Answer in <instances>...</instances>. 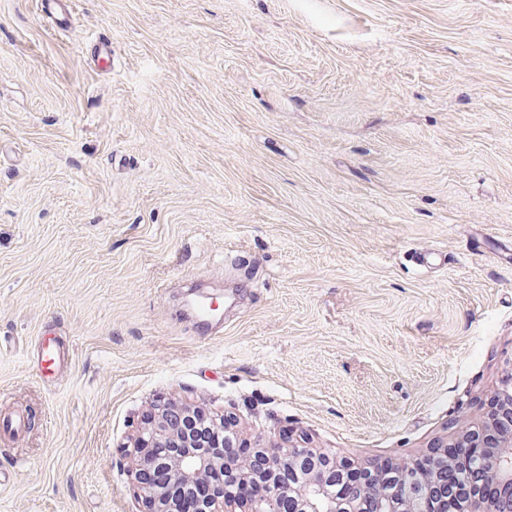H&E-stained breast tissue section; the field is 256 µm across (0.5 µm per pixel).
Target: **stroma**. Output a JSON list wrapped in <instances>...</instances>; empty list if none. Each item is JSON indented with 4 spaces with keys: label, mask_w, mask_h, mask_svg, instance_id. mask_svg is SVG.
Listing matches in <instances>:
<instances>
[{
    "label": "stroma",
    "mask_w": 512,
    "mask_h": 512,
    "mask_svg": "<svg viewBox=\"0 0 512 512\" xmlns=\"http://www.w3.org/2000/svg\"><path fill=\"white\" fill-rule=\"evenodd\" d=\"M511 371L512 0H0V512H145L161 397L376 466ZM37 10L60 29L69 28L76 14L75 0H37Z\"/></svg>",
    "instance_id": "1"
}]
</instances>
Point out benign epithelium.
<instances>
[{"label":"benign epithelium","mask_w":512,"mask_h":512,"mask_svg":"<svg viewBox=\"0 0 512 512\" xmlns=\"http://www.w3.org/2000/svg\"><path fill=\"white\" fill-rule=\"evenodd\" d=\"M197 405L189 399L156 404L151 419L133 436L131 443L130 477L134 496L148 504L150 512H178L176 503L169 500L164 488L157 486L152 473L157 468L168 472L176 485L190 486L204 480L207 474L224 466V458L205 447L195 430L193 417ZM498 417H512V383L498 397ZM496 417V418H498ZM493 416L480 422L455 423L446 443L435 447L433 455L448 454L450 448L479 447L491 438L496 444V455L474 465L473 482L477 488H506L503 498L489 502L481 494L470 499L469 512H512L503 505H512V430L498 426ZM177 447L165 456L155 449L164 444ZM257 455L239 457L234 469L244 479L255 475L261 466L268 475L262 492L249 502H236L225 494L214 497L199 508V512H224V505L237 504L242 512H416L419 501L430 503L441 489L458 483L452 465L433 473H426L409 487L407 494L388 500L371 489L364 492L361 484L349 486L348 495L336 493V484L345 481V473L358 465L351 458H338L309 446L307 439H293L279 434V439L262 443L255 448Z\"/></svg>","instance_id":"obj_1"}]
</instances>
